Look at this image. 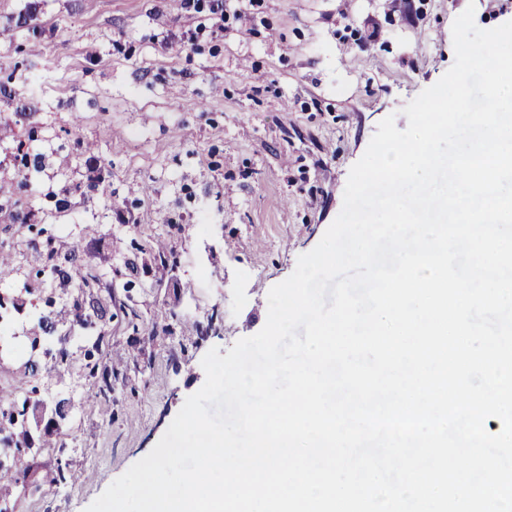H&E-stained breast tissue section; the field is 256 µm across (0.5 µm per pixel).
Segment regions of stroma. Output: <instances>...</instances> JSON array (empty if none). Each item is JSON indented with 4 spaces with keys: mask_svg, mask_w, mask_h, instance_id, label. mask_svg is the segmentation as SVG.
I'll return each mask as SVG.
<instances>
[{
    "mask_svg": "<svg viewBox=\"0 0 512 512\" xmlns=\"http://www.w3.org/2000/svg\"><path fill=\"white\" fill-rule=\"evenodd\" d=\"M470 4L481 28L512 20V0H231L221 19L206 0L191 13L180 0H38V24L21 27L32 4L0 0V252L23 238L33 260L41 246L18 235L17 200L64 246L100 225L82 241L106 273L117 241L159 235L188 288H134L145 318L221 315L205 338L147 349L128 371L138 398L115 391L108 426L77 363L87 335H129L97 321L72 336L64 378L35 382L45 403L74 402L56 440L80 478L54 483L55 449H33L22 461L39 488L8 499L9 512H85L203 386L205 354L264 327L269 290L340 213L378 124L392 114L406 129L402 108L452 66V24ZM59 285L50 271L0 278V294L24 303L0 331V385L32 357L45 292Z\"/></svg>",
    "mask_w": 512,
    "mask_h": 512,
    "instance_id": "obj_1",
    "label": "stroma"
}]
</instances>
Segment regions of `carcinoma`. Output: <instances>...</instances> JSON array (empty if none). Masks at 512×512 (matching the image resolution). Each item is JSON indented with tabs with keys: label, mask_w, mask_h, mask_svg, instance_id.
I'll return each mask as SVG.
<instances>
[{
	"label": "carcinoma",
	"mask_w": 512,
	"mask_h": 512,
	"mask_svg": "<svg viewBox=\"0 0 512 512\" xmlns=\"http://www.w3.org/2000/svg\"><path fill=\"white\" fill-rule=\"evenodd\" d=\"M148 258V268L155 283L161 285L174 279L180 261L176 250L165 240L153 239L132 247L131 257L123 271H111L110 278H105L98 269L86 261H79V248L74 244L63 251L57 245L53 236L46 238L45 250L42 255V265L49 266L55 272L65 273L67 266L79 265L77 279L73 283L74 294L69 309L64 311L48 310L39 318V325L50 323L54 326L70 322L71 327L83 326L88 319L95 316L101 320L106 318L117 320L126 331L132 333L133 340L125 350L112 349L101 353V346L105 342L107 332L101 330L97 337L84 349L80 364V376L90 385L88 399L106 402L102 412L103 422L112 424V410L108 402L111 401L112 392L116 387L126 390L134 396L138 393L136 384L127 377L126 370L130 363L138 362V358L145 354L148 346H155L177 332L196 333L203 336V328L197 321L180 317L174 313L157 314L151 321H146L141 311L136 307L131 294V285L138 275L139 255ZM121 288L123 296L115 294V289ZM69 352L62 347L55 352H46L42 362L25 367L22 375L16 378V383L24 386L27 392L38 394V386L32 384V378L39 369L49 373L59 372V368L68 364ZM22 413L19 412L17 401L5 395L0 398V430L5 429L16 434L18 443H27V433L19 430ZM63 464L57 466L54 482L67 484L76 482L79 473L72 468L69 460L65 458V448L58 447ZM32 485L30 471L16 462L3 464L0 462V497H10L16 488L25 489Z\"/></svg>",
	"instance_id": "obj_1"
}]
</instances>
